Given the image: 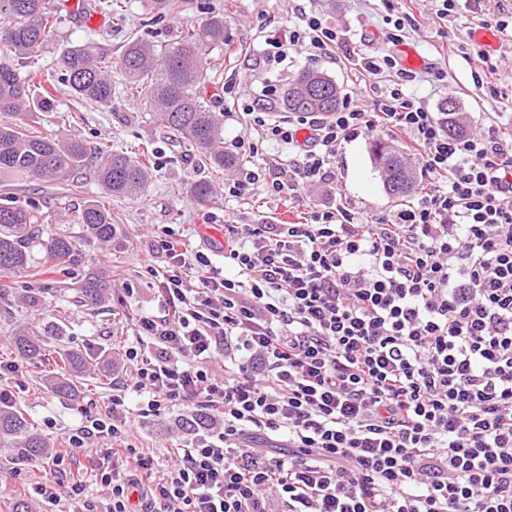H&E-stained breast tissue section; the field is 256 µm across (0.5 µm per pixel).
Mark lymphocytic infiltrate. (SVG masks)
Listing matches in <instances>:
<instances>
[{
    "label": "lymphocytic infiltrate",
    "instance_id": "f902f5d3",
    "mask_svg": "<svg viewBox=\"0 0 512 512\" xmlns=\"http://www.w3.org/2000/svg\"><path fill=\"white\" fill-rule=\"evenodd\" d=\"M300 20L253 48L264 86L243 112L288 151L269 192L300 199L331 180L343 143L381 132L414 143L417 201L225 224L220 267L162 227L142 267L160 311L134 325L111 411L68 436L89 456L111 440L108 493L86 501L60 451L31 499L57 512H512V135L494 122L450 135L391 55L361 59L385 83L366 105L268 122L261 105L288 70L341 42L320 13ZM184 406L206 433L153 471L130 438Z\"/></svg>",
    "mask_w": 512,
    "mask_h": 512
}]
</instances>
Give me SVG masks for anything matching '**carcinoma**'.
Segmentation results:
<instances>
[{
	"label": "carcinoma",
	"instance_id": "1",
	"mask_svg": "<svg viewBox=\"0 0 512 512\" xmlns=\"http://www.w3.org/2000/svg\"><path fill=\"white\" fill-rule=\"evenodd\" d=\"M158 17L178 15L184 0H149ZM58 17L46 0H0V175L12 174L58 184L69 182L81 188L78 175L96 158L94 175L111 196L139 199L150 178L149 167L139 158L108 147L91 150L79 139H58L30 131L27 120L48 103L47 91L58 83L67 85L74 96L101 107H112V58L97 44L73 45L62 54L60 72L36 69L21 75L12 61L30 60L43 54L52 39ZM227 34L224 14L211 13L192 26L185 35L168 41L161 49L139 38L124 45L119 59L125 83L145 92L146 105L156 119L173 134L185 139L216 170L234 167L238 160L224 152V124L214 110L204 88L207 56L224 49ZM340 90L335 81L314 70L300 71L278 101L288 112L329 116L340 106ZM370 155L380 171L386 192L401 198L416 186L418 175L407 165L397 148L375 140ZM216 193L209 180H197L188 188L190 198L207 205ZM66 224H80L87 235L110 243L116 234L112 212L98 201L87 202L75 213H60ZM37 242L51 265L39 275L57 272L75 255V242L64 234L44 236L41 214L34 201L18 203L10 196L0 197V274L31 268V244ZM107 290L99 276L85 281L81 293L97 303ZM14 351L23 358L46 356L45 340L35 332L12 337ZM57 354L73 376H52L46 380L51 392L66 397L76 389L80 375L90 367L112 369L110 353H100L88 361L82 353L59 349ZM0 444H11L19 461H34L51 448L14 408L0 407Z\"/></svg>",
	"mask_w": 512,
	"mask_h": 512
}]
</instances>
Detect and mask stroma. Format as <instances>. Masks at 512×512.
<instances>
[{
    "instance_id": "stroma-1",
    "label": "stroma",
    "mask_w": 512,
    "mask_h": 512,
    "mask_svg": "<svg viewBox=\"0 0 512 512\" xmlns=\"http://www.w3.org/2000/svg\"><path fill=\"white\" fill-rule=\"evenodd\" d=\"M472 3L473 11L448 22L437 15L435 0H281L275 9L268 0H185L179 16L163 18L150 12L148 0H122L126 18L120 25L106 13L77 19L75 0H49L59 24L49 48L35 65L59 69L66 46L89 40L102 44L115 58L132 36L161 46L170 37L187 33L208 12H223L229 45L208 57L206 92L216 98V110L224 115L225 140L246 138L250 127L233 104L248 101L261 82L259 66L249 48L263 33L287 26L292 18L290 8L297 4L321 13L339 31L349 49L348 57L341 61L321 60L314 64L315 69L335 80L342 99L361 102L372 94L370 84L358 76V59L374 53L396 56L401 49L410 48L420 57L419 62L405 65L415 77L410 91L425 97L434 111L444 100L454 99L467 130L472 131L481 114L501 123L512 121V41L498 40L491 54L498 62V70L490 92L475 89L471 73L476 65L463 57L471 49V33L478 27L481 15H492L501 9L510 12L512 0ZM396 18L404 22L405 28L401 40L392 43L387 33L390 20ZM429 71L439 73V80L425 81ZM112 86L114 105L101 108L76 98L64 85H57L49 107L37 113L31 125L47 136L76 138L91 147L104 142L113 150L141 157L152 176L140 199L107 197L89 169L81 176L82 191L75 193L22 176H0V194L38 202L45 227L63 229L77 243L68 289L37 281L25 270L9 276L11 303L0 307V361L18 364L16 373L0 376V387L15 393L16 408L57 449L65 446L71 429L82 417L108 413L112 407L113 377L96 371L87 373L81 377L75 394L56 396L47 387L46 378L52 373H64L62 362L52 355L40 362L19 358L11 338L19 330L32 329L49 339L60 336L63 345L87 356L109 349L114 357H122L136 317L157 306L154 286L141 277L140 270L152 237L161 227L171 226L193 244L207 247L219 234L218 224L227 218L241 224L253 223L261 215L277 222H295L301 207L329 205L338 199L374 215H385L401 206L382 187L380 174L371 163L369 138L345 143L336 158V179L307 187L302 203L295 204L287 196L273 195L265 189L273 178L263 166L264 159L272 153L268 143H258L257 156H241L235 168L215 171L192 147L176 141L152 119L144 108L143 96L126 91L120 70H113ZM250 171L260 175L253 197L243 199L223 192L225 180ZM199 179L213 180L218 188L214 202L203 207L187 193L189 185ZM90 200L109 203L117 226L111 246H100L88 238L82 225L63 226L58 222L59 213L81 209ZM92 274L110 282L112 298L107 304L96 307L78 301L76 285ZM190 413V408L180 407L152 418L135 432L134 444L159 454L165 448L192 442L195 432L185 431L180 424ZM46 477V471L36 469L33 462L18 461L7 451H0V512H12L23 485Z\"/></svg>"
}]
</instances>
